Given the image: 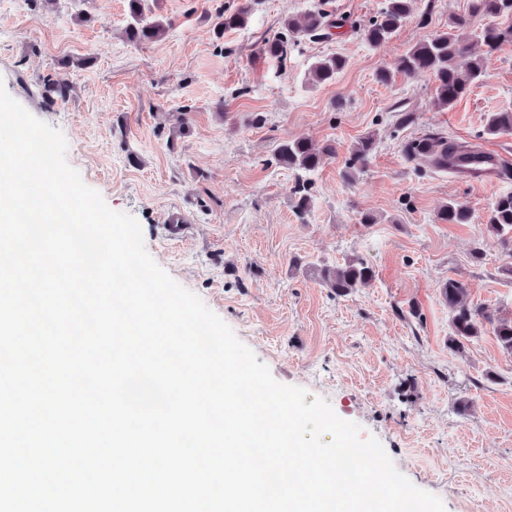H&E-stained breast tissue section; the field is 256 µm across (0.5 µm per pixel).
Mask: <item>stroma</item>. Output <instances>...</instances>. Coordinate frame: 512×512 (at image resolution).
I'll return each instance as SVG.
<instances>
[{"instance_id": "35a3bbf8", "label": "stroma", "mask_w": 512, "mask_h": 512, "mask_svg": "<svg viewBox=\"0 0 512 512\" xmlns=\"http://www.w3.org/2000/svg\"><path fill=\"white\" fill-rule=\"evenodd\" d=\"M236 0H149L171 21L156 42L124 37L125 0H0V83L30 114L62 132L66 159L85 184L141 225L152 259L197 294L280 383L327 401L375 436L396 468L438 496L446 512H512V353L491 327L464 353L448 345L440 296L464 281L470 304L512 316V262L479 220L512 180L472 186L416 169L406 140L425 131L495 148L512 162V134L485 136L488 113L512 106V43L485 78L446 110L428 75L375 80L415 43L446 30L468 0H415L413 13L379 49L360 30L380 0H328L345 18L331 39L302 41L287 63L258 47L310 0H255L250 25L217 35V15ZM348 67L313 86L322 56ZM70 84L47 103L44 77ZM415 112L394 127L393 109ZM188 111V130L177 115ZM261 124H254L255 116ZM378 147L355 181L343 161L366 135ZM335 142L313 174L314 203L298 219L295 170L274 163L278 145ZM137 163H130L129 155ZM468 204L472 224H446L448 200ZM179 212L189 228L173 231ZM377 221L364 224L360 215ZM360 255L376 278L337 296L314 270Z\"/></svg>"}]
</instances>
